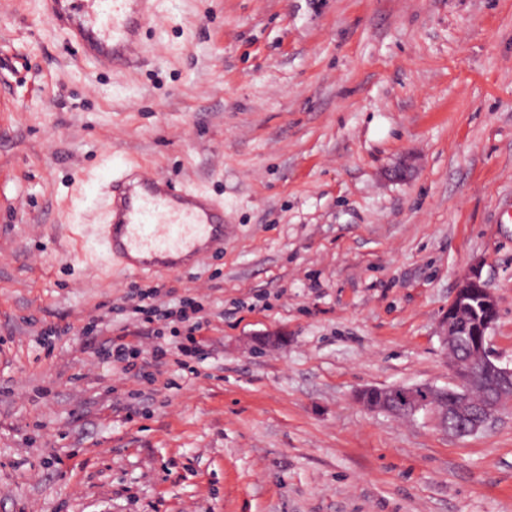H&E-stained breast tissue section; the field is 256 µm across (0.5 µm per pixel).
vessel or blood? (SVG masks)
Listing matches in <instances>:
<instances>
[{"mask_svg":"<svg viewBox=\"0 0 512 512\" xmlns=\"http://www.w3.org/2000/svg\"><path fill=\"white\" fill-rule=\"evenodd\" d=\"M45 11L84 58L112 70L134 67L155 0H44ZM99 243L133 270L182 273L224 251V208L139 166L112 178Z\"/></svg>","mask_w":512,"mask_h":512,"instance_id":"1","label":"vessel or blood"}]
</instances>
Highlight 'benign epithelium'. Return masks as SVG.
I'll list each match as a JSON object with an SVG mask.
<instances>
[{
    "label": "benign epithelium",
    "instance_id": "1",
    "mask_svg": "<svg viewBox=\"0 0 512 512\" xmlns=\"http://www.w3.org/2000/svg\"><path fill=\"white\" fill-rule=\"evenodd\" d=\"M497 318V301L492 289L482 280L481 268L470 266L459 278L455 294L440 323V337L451 346L458 336H475L471 351L483 364L482 384L490 397L484 411L478 412L475 398V376L455 362L449 366L454 384L438 388L423 383L411 386L394 385L386 388H362L357 401L373 412L400 408L401 417L412 418L420 412L434 416L437 426L448 430V420L460 424L462 434L470 435L492 423L498 415L512 407V367L502 364L487 345V333Z\"/></svg>",
    "mask_w": 512,
    "mask_h": 512
}]
</instances>
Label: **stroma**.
Instances as JSON below:
<instances>
[{
  "mask_svg": "<svg viewBox=\"0 0 512 512\" xmlns=\"http://www.w3.org/2000/svg\"><path fill=\"white\" fill-rule=\"evenodd\" d=\"M146 49L97 67L0 0V512H512V409L459 437L355 399L452 386L473 264L512 364V0H157ZM132 164L223 203L222 256L108 261ZM135 286L208 320L153 385L83 334Z\"/></svg>",
  "mask_w": 512,
  "mask_h": 512,
  "instance_id": "obj_1",
  "label": "stroma"
}]
</instances>
